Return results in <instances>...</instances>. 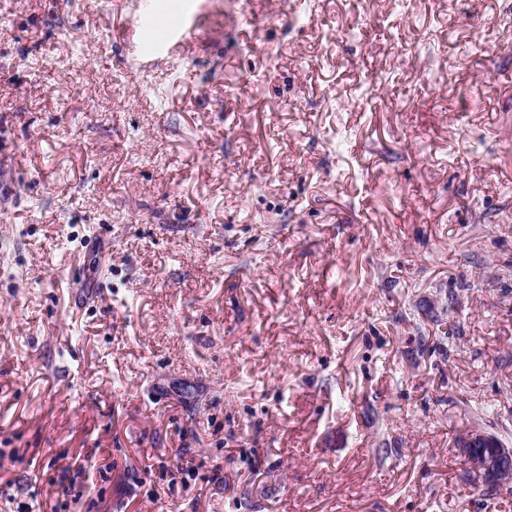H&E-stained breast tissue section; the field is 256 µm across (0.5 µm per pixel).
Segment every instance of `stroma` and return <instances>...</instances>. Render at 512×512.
I'll return each instance as SVG.
<instances>
[{
    "instance_id": "obj_1",
    "label": "stroma",
    "mask_w": 512,
    "mask_h": 512,
    "mask_svg": "<svg viewBox=\"0 0 512 512\" xmlns=\"http://www.w3.org/2000/svg\"><path fill=\"white\" fill-rule=\"evenodd\" d=\"M165 2L0 0V512H512V0ZM457 447L470 448L465 452L466 460L488 487L512 475V448L497 436L479 429L467 430L458 437Z\"/></svg>"
}]
</instances>
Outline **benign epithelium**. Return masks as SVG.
I'll list each match as a JSON object with an SVG mask.
<instances>
[{"instance_id":"obj_1","label":"benign epithelium","mask_w":512,"mask_h":512,"mask_svg":"<svg viewBox=\"0 0 512 512\" xmlns=\"http://www.w3.org/2000/svg\"><path fill=\"white\" fill-rule=\"evenodd\" d=\"M457 447L469 449L466 460L483 476L487 486L512 475V448L497 436L479 429L467 430L458 437Z\"/></svg>"}]
</instances>
